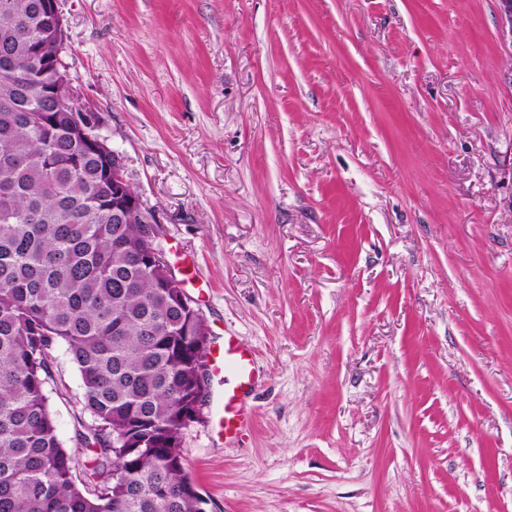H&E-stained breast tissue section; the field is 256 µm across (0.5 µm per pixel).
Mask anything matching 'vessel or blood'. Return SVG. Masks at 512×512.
I'll list each match as a JSON object with an SVG mask.
<instances>
[{
  "label": "vessel or blood",
  "mask_w": 512,
  "mask_h": 512,
  "mask_svg": "<svg viewBox=\"0 0 512 512\" xmlns=\"http://www.w3.org/2000/svg\"><path fill=\"white\" fill-rule=\"evenodd\" d=\"M207 357L213 374L223 376L226 387L213 400L214 415L225 439L238 437L251 423L242 398L260 377L252 352L235 336L212 343Z\"/></svg>",
  "instance_id": "vessel-or-blood-1"
}]
</instances>
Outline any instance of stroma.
I'll list each match as a JSON object with an SVG mask.
<instances>
[{
	"mask_svg": "<svg viewBox=\"0 0 512 512\" xmlns=\"http://www.w3.org/2000/svg\"><path fill=\"white\" fill-rule=\"evenodd\" d=\"M63 60L250 428L185 432L208 512H512V87L496 0H60ZM49 384L75 448L80 376Z\"/></svg>",
	"mask_w": 512,
	"mask_h": 512,
	"instance_id": "stroma-1",
	"label": "stroma"
}]
</instances>
